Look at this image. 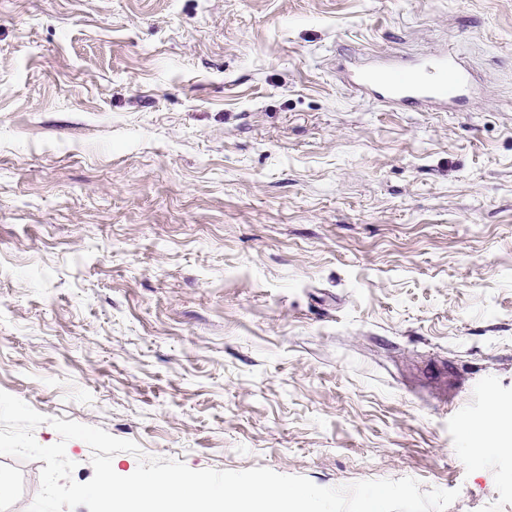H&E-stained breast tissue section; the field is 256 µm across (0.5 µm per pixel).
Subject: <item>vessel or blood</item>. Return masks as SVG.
<instances>
[{
	"label": "vessel or blood",
	"instance_id": "obj_1",
	"mask_svg": "<svg viewBox=\"0 0 512 512\" xmlns=\"http://www.w3.org/2000/svg\"><path fill=\"white\" fill-rule=\"evenodd\" d=\"M352 86L373 91L383 102L412 109L423 104L447 111L472 90V77L447 52H435L410 62H383L359 70L350 78Z\"/></svg>",
	"mask_w": 512,
	"mask_h": 512
}]
</instances>
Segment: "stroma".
I'll list each match as a JSON object with an SVG mask.
<instances>
[{
  "instance_id": "obj_1",
  "label": "stroma",
  "mask_w": 512,
  "mask_h": 512,
  "mask_svg": "<svg viewBox=\"0 0 512 512\" xmlns=\"http://www.w3.org/2000/svg\"><path fill=\"white\" fill-rule=\"evenodd\" d=\"M453 53L395 111L346 72ZM0 391L141 458L512 512V0H0ZM496 405H489V398ZM40 460L0 455V512Z\"/></svg>"
}]
</instances>
